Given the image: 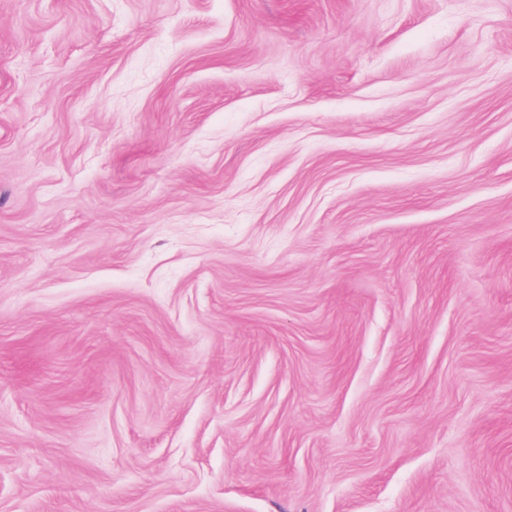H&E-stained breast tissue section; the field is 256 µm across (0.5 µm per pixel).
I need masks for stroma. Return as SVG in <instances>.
<instances>
[{
	"instance_id": "1",
	"label": "stroma",
	"mask_w": 512,
	"mask_h": 512,
	"mask_svg": "<svg viewBox=\"0 0 512 512\" xmlns=\"http://www.w3.org/2000/svg\"><path fill=\"white\" fill-rule=\"evenodd\" d=\"M0 512H512V0H0Z\"/></svg>"
}]
</instances>
